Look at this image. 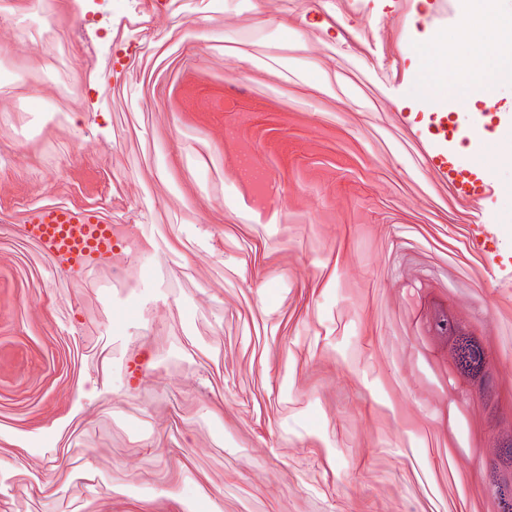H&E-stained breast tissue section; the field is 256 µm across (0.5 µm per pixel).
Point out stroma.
<instances>
[{
	"instance_id": "obj_1",
	"label": "stroma",
	"mask_w": 512,
	"mask_h": 512,
	"mask_svg": "<svg viewBox=\"0 0 512 512\" xmlns=\"http://www.w3.org/2000/svg\"><path fill=\"white\" fill-rule=\"evenodd\" d=\"M137 14L140 56L113 75L98 39L73 26L70 77L99 90L60 104L48 82L0 83V219L29 206L89 208L158 239L134 272L173 262L180 280L149 291L150 312L107 288H69L31 249L0 244L20 321L0 333L36 360L0 414L10 435L0 512H512V164L466 198L429 166L417 76L437 69L411 44L450 42L434 0H252L226 20L202 0ZM230 43L221 67L219 42ZM302 54L291 74L277 51ZM287 80L300 114L276 112L299 145L274 172L286 197L252 210L224 149L182 104L175 81L228 97ZM64 157L33 165L44 125ZM107 319L87 346L68 316ZM443 302L454 332L423 330ZM483 359L466 369L457 348ZM172 351L127 383L113 356ZM34 431L51 458L29 456Z\"/></svg>"
}]
</instances>
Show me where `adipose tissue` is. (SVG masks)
<instances>
[{"label": "adipose tissue", "instance_id": "obj_1", "mask_svg": "<svg viewBox=\"0 0 512 512\" xmlns=\"http://www.w3.org/2000/svg\"><path fill=\"white\" fill-rule=\"evenodd\" d=\"M498 31L497 21L481 23L470 15H462L455 27L454 40L468 46L474 53L464 80L456 83L451 81L448 73L424 71L418 84L420 96L433 106L454 94L472 102L482 101L485 107H493L495 101L488 90L505 70L512 67V55L506 53L497 36Z\"/></svg>", "mask_w": 512, "mask_h": 512}]
</instances>
